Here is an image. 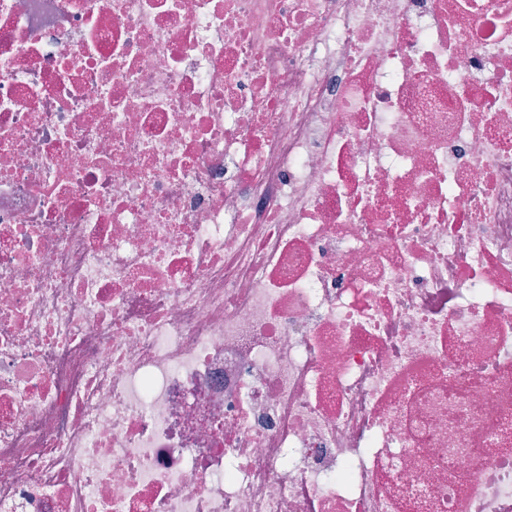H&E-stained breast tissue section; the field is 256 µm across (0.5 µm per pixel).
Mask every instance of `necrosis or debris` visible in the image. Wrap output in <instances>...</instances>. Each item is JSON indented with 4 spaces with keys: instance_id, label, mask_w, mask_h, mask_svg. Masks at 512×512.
<instances>
[{
    "instance_id": "necrosis-or-debris-1",
    "label": "necrosis or debris",
    "mask_w": 512,
    "mask_h": 512,
    "mask_svg": "<svg viewBox=\"0 0 512 512\" xmlns=\"http://www.w3.org/2000/svg\"><path fill=\"white\" fill-rule=\"evenodd\" d=\"M0 512H512V0H0Z\"/></svg>"
}]
</instances>
